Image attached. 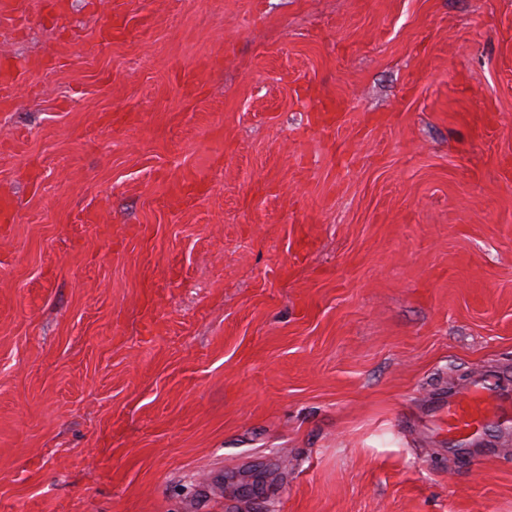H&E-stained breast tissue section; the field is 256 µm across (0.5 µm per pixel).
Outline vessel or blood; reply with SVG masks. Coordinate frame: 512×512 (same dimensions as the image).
I'll return each instance as SVG.
<instances>
[{
	"instance_id": "vessel-or-blood-1",
	"label": "vessel or blood",
	"mask_w": 512,
	"mask_h": 512,
	"mask_svg": "<svg viewBox=\"0 0 512 512\" xmlns=\"http://www.w3.org/2000/svg\"><path fill=\"white\" fill-rule=\"evenodd\" d=\"M410 428L440 452L470 462L488 430L512 438V378L499 369L484 370L464 387L438 390L424 401Z\"/></svg>"
}]
</instances>
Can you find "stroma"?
Wrapping results in <instances>:
<instances>
[{
  "mask_svg": "<svg viewBox=\"0 0 512 512\" xmlns=\"http://www.w3.org/2000/svg\"><path fill=\"white\" fill-rule=\"evenodd\" d=\"M52 3L0 22V512H512L400 425L512 369V0Z\"/></svg>",
  "mask_w": 512,
  "mask_h": 512,
  "instance_id": "stroma-1",
  "label": "stroma"
}]
</instances>
